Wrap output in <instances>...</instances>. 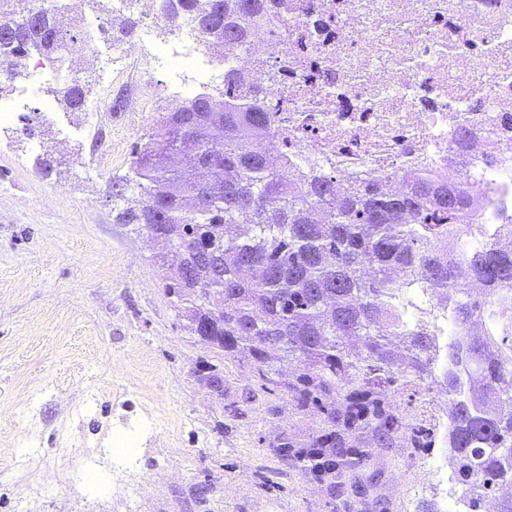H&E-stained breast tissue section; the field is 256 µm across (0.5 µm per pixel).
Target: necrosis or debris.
I'll return each mask as SVG.
<instances>
[{
  "label": "necrosis or debris",
  "mask_w": 512,
  "mask_h": 512,
  "mask_svg": "<svg viewBox=\"0 0 512 512\" xmlns=\"http://www.w3.org/2000/svg\"><path fill=\"white\" fill-rule=\"evenodd\" d=\"M277 26L287 74L272 77L262 32L227 63L261 86L298 167L323 164L341 187L467 174L463 221L476 230L462 246L512 243V130L498 123L512 111V0H284Z\"/></svg>",
  "instance_id": "necrosis-or-debris-1"
}]
</instances>
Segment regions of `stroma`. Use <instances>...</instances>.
I'll return each instance as SVG.
<instances>
[{
  "mask_svg": "<svg viewBox=\"0 0 512 512\" xmlns=\"http://www.w3.org/2000/svg\"><path fill=\"white\" fill-rule=\"evenodd\" d=\"M137 25L126 71L70 110L41 81L33 122L0 136V512H444L440 443L372 448L371 484L329 496L271 450L316 418L191 336L112 186L159 112L178 105ZM217 365L224 398L197 372ZM132 438L131 461L112 455ZM207 487L205 501L194 489Z\"/></svg>",
  "mask_w": 512,
  "mask_h": 512,
  "instance_id": "obj_1",
  "label": "stroma"
}]
</instances>
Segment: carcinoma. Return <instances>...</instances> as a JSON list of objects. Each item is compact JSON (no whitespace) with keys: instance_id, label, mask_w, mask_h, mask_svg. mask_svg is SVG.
I'll list each match as a JSON object with an SVG mask.
<instances>
[{"instance_id":"obj_1","label":"carcinoma","mask_w":512,"mask_h":512,"mask_svg":"<svg viewBox=\"0 0 512 512\" xmlns=\"http://www.w3.org/2000/svg\"><path fill=\"white\" fill-rule=\"evenodd\" d=\"M277 9L278 0H176L165 22L173 30L192 23L223 56L246 45L249 22L265 23ZM33 10L32 0H0V65L18 70L35 42L48 55L65 43L70 64L85 57L79 20ZM222 85L201 97L223 120L204 123L183 103L160 113L135 147L134 178L113 192L139 191V203L122 211L125 223L192 247L189 257L163 261L165 290H179L188 329L319 420L308 442L282 433L270 447L331 494L365 463L359 434L371 433L377 448L420 445L422 430L385 387L424 385L447 396L444 442L470 512L490 497L495 512H512V494L498 495L512 486V311L496 310L512 294V254L490 244L460 259L439 252L465 232L466 178L450 186L421 171L398 192L366 181L338 199L333 173L295 166L287 143L277 162L254 150L255 135H276L272 112L236 70L224 69ZM51 93L82 106L78 84ZM210 177L224 191L203 199L198 188ZM213 288L224 291L221 312L205 304ZM445 302L459 336L444 354ZM286 356L296 362L290 375L278 368Z\"/></svg>"}]
</instances>
